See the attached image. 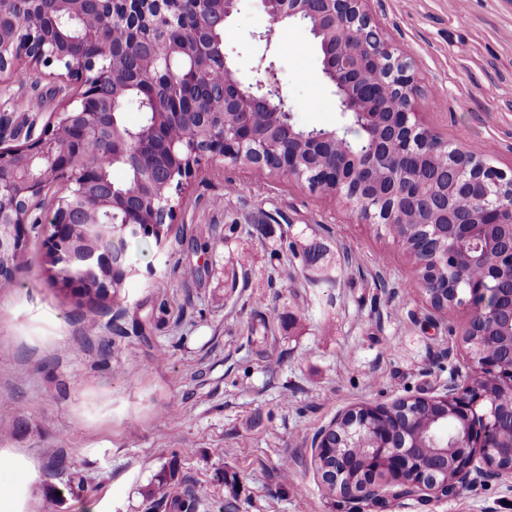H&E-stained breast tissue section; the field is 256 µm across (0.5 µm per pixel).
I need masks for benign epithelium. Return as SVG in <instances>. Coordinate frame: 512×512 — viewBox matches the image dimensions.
<instances>
[{"mask_svg": "<svg viewBox=\"0 0 512 512\" xmlns=\"http://www.w3.org/2000/svg\"><path fill=\"white\" fill-rule=\"evenodd\" d=\"M241 0H0V80L12 78L20 63L33 71L54 68L59 77L82 88L54 113L39 135L36 124L26 130L7 131L0 121V140L24 138L11 149H0V257L19 258L31 225L43 223L40 210L50 186L61 190L47 227L46 246L54 264L66 267L78 262L77 274L68 285L106 287L119 273L126 278L136 269L117 260L126 256L130 238L163 237L176 207L167 192L180 193L195 167L210 164L244 166L292 177L315 191L337 194L367 224L405 223L402 205L420 198L417 177L408 160L421 151L448 156V165L459 178L443 196L434 195L424 205L431 223L445 224L452 253L448 269L462 273L478 258L462 245L479 243L495 256L496 270L466 288H452L448 308L466 306L469 319L462 336L479 333L487 321L512 328V177L486 161H477L459 146L430 134L418 111L415 65L407 54H397L387 44L366 8L367 0H262L271 27L284 22L312 20L308 26L321 41L323 75L335 88L341 113L358 118L355 125L335 133L338 155L330 164L302 169L303 159L287 152L284 143L298 137L291 120L282 123L274 140H260L252 121L256 112H285L279 84L267 94H256L237 76L224 55V29L239 11ZM71 24L92 11L79 40L53 37L38 21L47 4ZM121 25L125 41L116 46L102 40L105 30ZM224 73L223 90L204 103L182 91L173 81L181 72L186 85L196 82L201 67ZM138 85L139 103L152 112L144 130L122 131L117 110L127 100L130 82ZM236 119L227 124L224 113ZM181 123L183 136L172 139L167 127ZM364 134L367 145L362 164L347 178V161L353 156L347 143ZM98 142L112 162L149 156L162 149L180 166H141L135 190L114 194L106 170L100 164L79 161L86 146ZM386 172V192L375 191L374 177ZM160 201L153 215L142 205L141 187ZM468 196L478 209L464 215L449 206L452 196ZM103 225L105 245L78 251L82 238L92 232L88 224ZM494 378L497 386L512 394V343L507 350L469 351L464 368L448 376L434 396L406 400L402 414L415 419L441 407L456 424L450 447L423 454L418 439L407 434L393 439L390 423L375 418L388 405L349 408L321 429L311 441V464L328 456L338 424L345 434L360 433L372 445L369 462L373 473L355 487L344 482L345 460L336 456V468L320 475L325 488L352 502L384 504L416 497L422 501L454 495L463 483L477 484L488 478L512 483V407L502 410L479 382Z\"/></svg>", "mask_w": 512, "mask_h": 512, "instance_id": "benign-epithelium-1", "label": "benign epithelium"}]
</instances>
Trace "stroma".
<instances>
[{
    "instance_id": "obj_1",
    "label": "stroma",
    "mask_w": 512,
    "mask_h": 512,
    "mask_svg": "<svg viewBox=\"0 0 512 512\" xmlns=\"http://www.w3.org/2000/svg\"><path fill=\"white\" fill-rule=\"evenodd\" d=\"M369 9L415 58L431 132L512 168V0ZM224 51L247 83L260 58L273 62L297 126L339 127L304 26L270 27L261 0H242ZM75 91L30 73L0 91V116L43 125ZM174 204V234L128 240L138 273L102 302L96 327L88 299L51 280L45 233L30 234L0 286V449L31 465V512H146L172 462V491L197 496V512H512V487L496 479L428 502L347 503L309 463L313 435L340 412L435 395L465 362L468 310L434 315L397 239L340 197L233 166L200 165ZM291 242L325 246L320 268L297 262L270 278ZM239 265L243 288L231 285ZM190 266L197 279L181 277Z\"/></svg>"
}]
</instances>
